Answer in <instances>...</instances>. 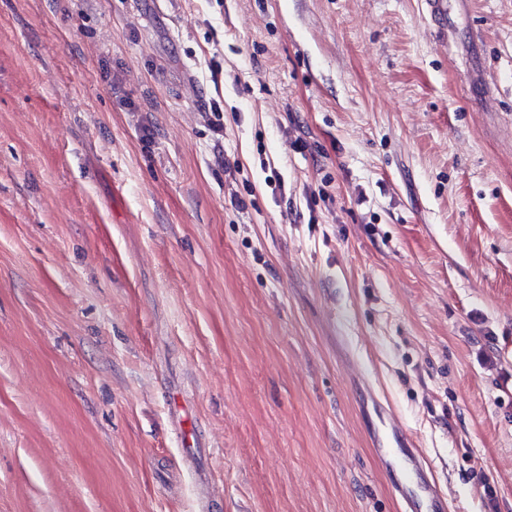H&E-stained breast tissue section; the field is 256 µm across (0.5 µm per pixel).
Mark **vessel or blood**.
<instances>
[{"mask_svg":"<svg viewBox=\"0 0 512 512\" xmlns=\"http://www.w3.org/2000/svg\"><path fill=\"white\" fill-rule=\"evenodd\" d=\"M425 4L432 23L444 32L448 29L449 8L464 10L466 0H425ZM374 441L377 454L387 467L402 466L401 479L394 488L406 501L410 512H446V499L435 484L425 480L422 461L411 438L388 424Z\"/></svg>","mask_w":512,"mask_h":512,"instance_id":"obj_1","label":"vessel or blood"}]
</instances>
